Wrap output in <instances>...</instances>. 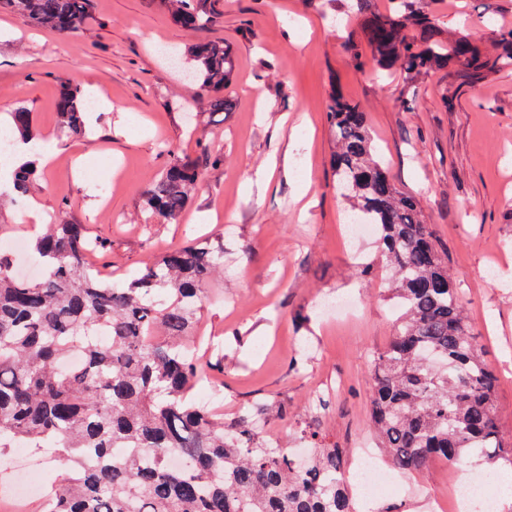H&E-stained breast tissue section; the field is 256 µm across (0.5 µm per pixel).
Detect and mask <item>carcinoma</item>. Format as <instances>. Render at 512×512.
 Wrapping results in <instances>:
<instances>
[{
	"mask_svg": "<svg viewBox=\"0 0 512 512\" xmlns=\"http://www.w3.org/2000/svg\"><path fill=\"white\" fill-rule=\"evenodd\" d=\"M390 0L366 18L371 60L408 78L448 66L473 76L512 67V29L497 31L502 53L482 60L466 38L443 37L436 16ZM172 19L198 30L205 0H162ZM93 0H0V10L36 29L75 34L93 17ZM182 58L210 93L207 111L226 112L235 58L222 41L190 46ZM90 100L65 82L56 101L59 131L85 134ZM327 119L336 138L333 170L350 216L378 229L393 272L389 291L400 316L394 336L370 364L367 386L377 447L400 470L474 455L489 472L512 468V438L495 408L497 376L484 362L416 199L400 192L377 159L363 112L341 96ZM9 136L42 150L33 114L11 113ZM35 161L13 172L14 190L36 185ZM204 178L199 165L173 159L144 195L151 217L177 221ZM43 268L22 279L0 251V450L59 448L73 475L55 486L48 512H354L341 475L343 452L324 448L308 418L294 430L317 449L302 468L254 427L276 406L261 404L233 421L190 398L209 376L200 363L197 314L203 285L224 268V244L193 242L146 263L122 284L90 266L83 224H46L28 242ZM116 448L124 457L113 456ZM173 455L182 467L170 465Z\"/></svg>",
	"mask_w": 512,
	"mask_h": 512,
	"instance_id": "cac0c4a2",
	"label": "carcinoma"
}]
</instances>
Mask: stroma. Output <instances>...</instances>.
Segmentation results:
<instances>
[{"label":"stroma","mask_w":512,"mask_h":512,"mask_svg":"<svg viewBox=\"0 0 512 512\" xmlns=\"http://www.w3.org/2000/svg\"><path fill=\"white\" fill-rule=\"evenodd\" d=\"M418 5L446 35L468 34L486 60L500 52L491 26H512V0ZM207 8L211 25L190 31L160 0H93L92 20L70 37L0 13V115L28 107L54 153L38 165L45 213L86 225L91 239L105 242L93 261L116 282L167 249L199 238L222 242L224 278L205 286L201 326L224 345L225 419L278 400L288 415L267 420L266 437L295 448L301 440L290 419L321 398L326 408L315 425L324 444L352 461L358 437L372 431L370 361L393 336L398 311L375 240L346 235L327 120L332 98L344 97L364 112L391 181L418 200L499 378L497 417L512 437V69L474 80L453 62L411 79L380 78L356 59L367 45L356 0H207ZM205 39L224 41L237 60L227 91L233 108L199 111L193 137L187 110L199 87L182 81L160 49ZM63 80L102 100L85 117L88 136L58 131ZM214 151L220 162H212ZM173 154L204 173L175 223L143 210L149 184ZM26 206L10 179L0 180L1 250L18 237ZM364 262L373 264V279L361 275ZM340 296L357 298L353 319L331 320L320 310L321 298ZM22 468L49 487L66 475L48 454L10 449L0 461V512H42L41 497L10 496ZM447 484V463L433 461L400 475L372 512H426L423 490Z\"/></svg>","instance_id":"stroma-1"}]
</instances>
